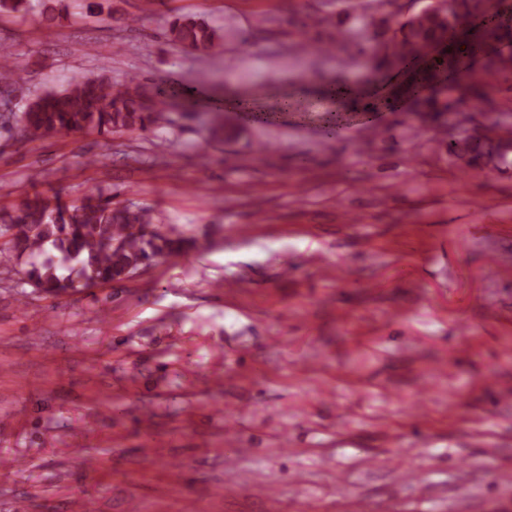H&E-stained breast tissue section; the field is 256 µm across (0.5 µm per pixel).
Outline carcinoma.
I'll use <instances>...</instances> for the list:
<instances>
[{
    "instance_id": "carcinoma-1",
    "label": "carcinoma",
    "mask_w": 512,
    "mask_h": 512,
    "mask_svg": "<svg viewBox=\"0 0 512 512\" xmlns=\"http://www.w3.org/2000/svg\"><path fill=\"white\" fill-rule=\"evenodd\" d=\"M370 2L377 4V9L358 13L354 29L336 32L337 43L345 48L358 46L386 22V7L393 0ZM33 8L32 0H0V13H28ZM467 16H485L483 0H442L440 6L418 19L398 23L394 30L391 51L407 69L406 96L413 98L416 111L436 117L452 112V98L435 92L436 86L448 80L458 97L477 98L484 88L512 78V68H505L499 50L509 30L502 22L490 20L481 38L456 44L449 54L424 59L423 50L450 41L458 21ZM170 35L175 43L200 54L210 53L224 41L220 30L185 14L174 16ZM476 51L487 58L482 73H461V61ZM24 85L25 78L10 54L0 49V89L22 92ZM195 93L196 88L188 85L148 87L132 76L122 83L106 75L74 77L59 89L27 99L12 128L29 141L69 132H145L168 121L175 97L192 98ZM380 108H395V98L387 94L362 105L370 119ZM450 152L490 160L506 154L502 142L480 137L462 148L453 145ZM155 221L150 209L115 205L96 186L70 203L37 198L12 209L0 208V238H4L0 265L9 267L27 257L24 275L34 288L49 294L73 283L79 288H94L122 281L153 260L179 254L188 247L189 240L180 231L163 229Z\"/></svg>"
}]
</instances>
